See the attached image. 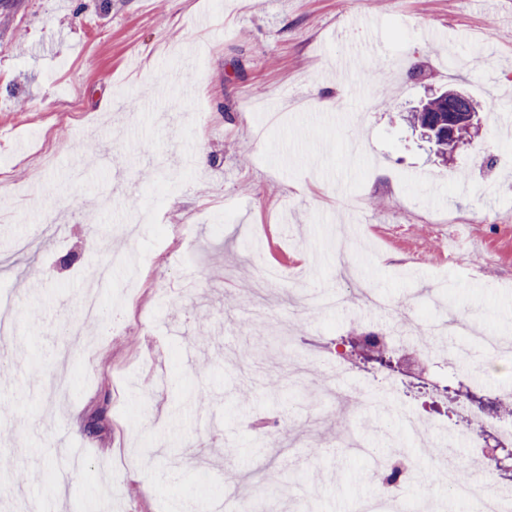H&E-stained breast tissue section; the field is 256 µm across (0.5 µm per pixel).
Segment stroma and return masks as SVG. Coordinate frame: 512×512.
I'll list each match as a JSON object with an SVG mask.
<instances>
[{
	"label": "stroma",
	"instance_id": "stroma-1",
	"mask_svg": "<svg viewBox=\"0 0 512 512\" xmlns=\"http://www.w3.org/2000/svg\"><path fill=\"white\" fill-rule=\"evenodd\" d=\"M371 16L385 51L365 59L353 101L333 60L374 36ZM455 88L482 121L444 163L404 115ZM1 209L15 214L0 222V292L16 339L0 342V451L28 474L22 498L46 492L44 512H212L262 467L277 512H356L374 462L338 448L334 424L371 448L417 442L379 391L331 401L321 347L374 315L299 297L367 285L415 316L441 384L458 369L512 383V351L476 362L467 337L434 333L454 314L512 341V0H0ZM189 223L192 249L167 252V225ZM115 251L153 259L135 300L113 270L99 330L62 337L91 285L78 269ZM270 265L291 280L265 282ZM250 291L275 331L240 332ZM292 357L312 360V388L269 394L264 373ZM403 496L411 512L461 510L429 470Z\"/></svg>",
	"mask_w": 512,
	"mask_h": 512
}]
</instances>
